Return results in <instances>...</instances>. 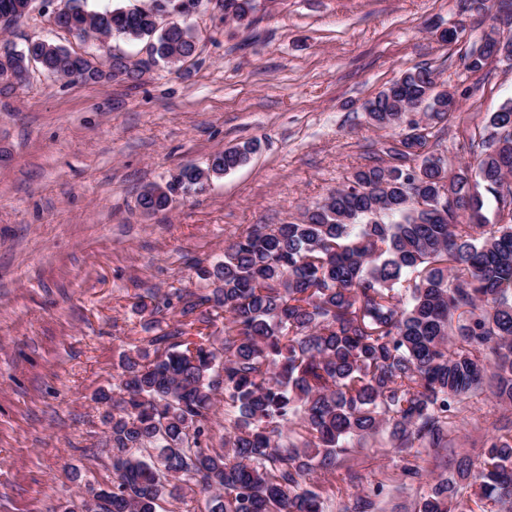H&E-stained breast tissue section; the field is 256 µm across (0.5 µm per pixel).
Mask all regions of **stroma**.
Masks as SVG:
<instances>
[{"instance_id": "obj_1", "label": "stroma", "mask_w": 512, "mask_h": 512, "mask_svg": "<svg viewBox=\"0 0 512 512\" xmlns=\"http://www.w3.org/2000/svg\"><path fill=\"white\" fill-rule=\"evenodd\" d=\"M255 22L219 12L190 19L196 56L156 67L134 86L65 82L31 66L24 85L0 80V512H82L86 487L112 485L111 429L100 392L121 355L147 347L177 292H203L197 268L222 259L257 224L297 222L358 167L388 162L395 132L368 123L366 103L414 67L430 68L459 106L435 125L449 169L469 161L486 120L512 99V62L478 72L465 57L488 32L512 40V7L493 16L464 0H257ZM455 41L440 33L456 25ZM12 41L83 44L34 7ZM253 141L243 166L173 206L145 214L137 198L186 165ZM156 302L157 311L144 310ZM512 423L483 393L423 465L452 472ZM386 436L352 450L346 468L388 479L383 512H409L418 487L392 481Z\"/></svg>"}]
</instances>
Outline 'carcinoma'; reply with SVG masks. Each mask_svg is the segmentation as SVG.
<instances>
[{
  "mask_svg": "<svg viewBox=\"0 0 512 512\" xmlns=\"http://www.w3.org/2000/svg\"><path fill=\"white\" fill-rule=\"evenodd\" d=\"M199 0H147L91 12L58 10L57 27L85 42L117 35L144 44L136 60L107 54L103 66L68 48L0 41V78L36 63L53 78L79 74L139 80L153 67L192 58L198 35L161 15L188 16ZM257 0H224L222 18L253 23ZM32 0H0V18L26 17ZM489 36L465 58L482 70L498 52ZM415 67L366 105L369 124L398 129L392 162L361 166L296 223L257 225L224 247L198 275L211 288L176 295L180 319L121 356L112 402L114 479L108 504L92 512H158L165 498L207 494L206 512H379L386 484L367 493L347 470L323 496L313 475L331 472L352 441L388 434L394 480L420 484L422 453L448 447V431L489 389L512 409V100L488 117L479 152L454 172L432 162V125L448 119V92ZM420 102L410 118L402 108ZM250 143L215 153L206 168L184 166L139 195L151 214L246 163ZM495 202L488 217L489 201ZM224 312V339L194 342L186 327L202 307ZM224 401V437L212 414ZM412 512H512V431L493 434L479 461L426 483Z\"/></svg>",
  "mask_w": 512,
  "mask_h": 512,
  "instance_id": "cac0c4a2",
  "label": "carcinoma"
}]
</instances>
